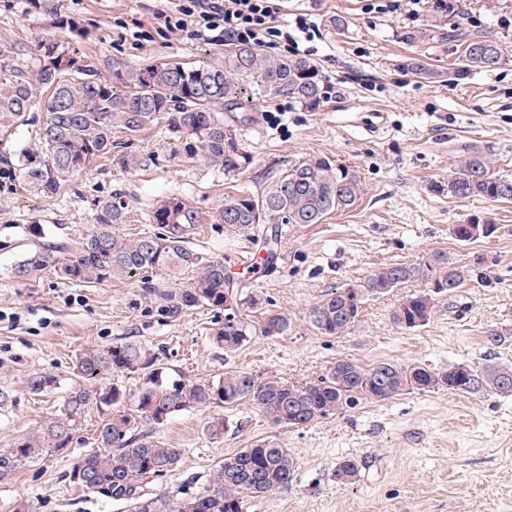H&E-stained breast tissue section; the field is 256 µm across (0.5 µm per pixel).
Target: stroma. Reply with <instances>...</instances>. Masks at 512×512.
Segmentation results:
<instances>
[{"label":"stroma","instance_id":"obj_1","mask_svg":"<svg viewBox=\"0 0 512 512\" xmlns=\"http://www.w3.org/2000/svg\"><path fill=\"white\" fill-rule=\"evenodd\" d=\"M425 0L408 19L410 0L393 13H371L364 0H288L289 13H312L319 35L312 43L321 81L331 95L315 105L279 96L259 100L244 132L250 157L238 174H225L202 152L187 153L164 124L112 138L129 152L149 153L147 166L124 168L119 159L93 162L69 177L51 197L30 193L12 167L36 151L47 120L33 108L23 116L0 112V450L37 429L80 382L72 372L77 354L136 339L158 348L166 367L191 380L212 382L226 369L255 376L276 374L303 384L337 359L426 364L436 369L512 366V202L456 199L436 192L455 163L474 152L512 172V0H464L467 19L434 9ZM158 0H0V45L21 46L14 68L38 64L35 48L53 37L94 59L101 74L155 62L192 65L223 57V47L178 36L154 35L143 46L128 38L149 23ZM76 31L59 28L57 18ZM497 40L505 59L491 71L456 76L467 41ZM422 61L429 75L410 64ZM279 109L277 124L265 111ZM325 156L357 169L363 190L356 203L319 224H286L273 269L253 275L239 261L258 246L247 236L213 223L225 197L261 192L302 161ZM124 196L129 213L116 230L125 236L150 231L146 215L155 200L175 195L198 211L201 224L188 246L223 261L228 274L248 279L291 325L281 336H257L233 353L215 348L209 332L224 313L207 307L178 318L134 303L137 282L69 283L44 272L16 279L12 268L37 246L79 241L95 222L100 201ZM488 218L494 237L462 245L451 227ZM461 263L481 261L484 277L437 299L428 325L397 327L391 313L406 294L424 289L414 281L366 299L345 335L326 336L309 313L331 289L364 278L375 266L413 263L433 250ZM510 329L505 342L491 332ZM51 374L54 389L35 395L27 381ZM208 410L171 418L157 430L180 449L177 471L150 485L153 494L184 498L202 491L214 465L265 438L278 439L294 459L288 486L248 499L247 512H512V394L460 395L413 392L356 408L300 429H277L256 409H226L232 426L223 439L203 433ZM355 459V482L341 484L336 468ZM68 456L51 453L24 465L0 485V512L19 503L34 512H126L124 505L86 494L69 482Z\"/></svg>","mask_w":512,"mask_h":512}]
</instances>
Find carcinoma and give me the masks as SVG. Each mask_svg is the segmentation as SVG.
<instances>
[{"instance_id":"cac0c4a2","label":"carcinoma","mask_w":512,"mask_h":512,"mask_svg":"<svg viewBox=\"0 0 512 512\" xmlns=\"http://www.w3.org/2000/svg\"><path fill=\"white\" fill-rule=\"evenodd\" d=\"M23 48L0 45V112L21 115L43 97L48 118L40 149L18 159L16 168L25 185L41 195L57 193L66 179L99 159H112L122 144L112 141L117 125L136 134L163 119L177 138L187 139L190 153L200 149L227 174L248 163L234 112L243 96L287 95L309 105L321 98L319 73L311 62L297 57L270 58L251 45L224 51V58L197 66L160 63L116 71L106 79L94 60L77 47L46 40L39 46L36 68L24 73L10 67ZM503 62L501 45L475 38L462 53L460 76L472 69L491 71ZM434 189L457 199L482 197L492 202L512 201V174L495 169L492 159L474 153L456 164L448 183ZM362 190L361 176L351 167L328 157H315L289 169L257 195L239 194L224 200L213 220L231 232L246 234L261 244L264 255L256 267L269 269L275 259L270 245L278 241L281 224H319L334 210L352 206ZM128 204L114 194L97 205L95 224L75 250L42 248L29 252L15 266L17 278L45 269L75 283L134 279L139 282V303L154 307L169 318L193 308H236L233 317L211 329L210 340L233 352L253 336H279L288 331V316L268 308L257 291L225 274L224 263L207 260L187 247L200 224L198 212L183 199L167 196L153 204L148 220L158 231L137 237L122 236L114 226L125 222ZM479 276L477 267L459 263L450 253L435 250L415 263H389L367 277L346 283L312 308L315 329L340 337L360 318L364 301L383 296L409 282L422 281L426 289L403 296L392 311L398 327L426 326L437 295L454 293ZM188 278L186 288L169 291L167 280ZM361 293L357 303L345 290ZM74 374L83 384L64 398L54 417L39 429L0 450V484L10 481L23 465L49 452L65 453L85 422L89 408L112 407V414L96 428V448L71 457L69 481L110 502L128 506V512H246V499L269 495L293 477L294 461L275 439L259 440L224 458L210 474L209 484L181 499L149 494L147 486L173 472L181 451L167 446L157 429L174 415L213 406L249 405L274 426L303 428L329 416L343 414L363 400L386 401L403 394L448 390L457 394L492 391L512 393V367L475 368L456 364L434 369L426 364L379 361L363 365L338 359L315 380L295 385L269 375L227 369L217 382L169 380L160 355L139 340L115 342L86 350L75 360ZM140 375L135 392L120 384L124 374ZM50 374L31 377L29 391L40 395L54 388ZM229 430L224 414L207 418L205 434L221 440ZM358 464L341 461L337 477L354 481Z\"/></svg>"}]
</instances>
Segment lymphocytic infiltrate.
Returning a JSON list of instances; mask_svg holds the SVG:
<instances>
[{
	"mask_svg": "<svg viewBox=\"0 0 512 512\" xmlns=\"http://www.w3.org/2000/svg\"><path fill=\"white\" fill-rule=\"evenodd\" d=\"M287 8L288 0H175L173 7L156 13L155 30L210 45H274L286 54L311 55L313 21L299 13L292 24H281Z\"/></svg>",
	"mask_w": 512,
	"mask_h": 512,
	"instance_id": "f902f5d3",
	"label": "lymphocytic infiltrate"
}]
</instances>
